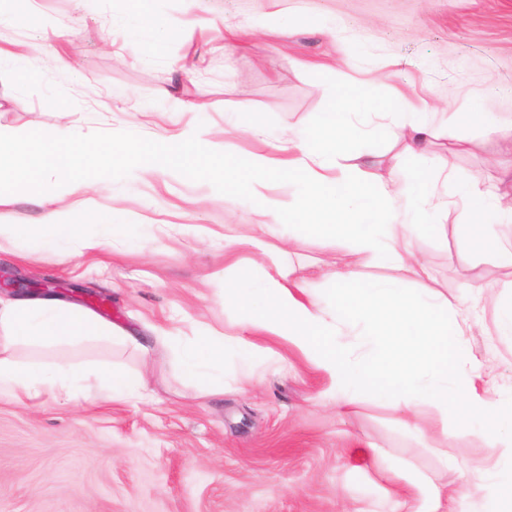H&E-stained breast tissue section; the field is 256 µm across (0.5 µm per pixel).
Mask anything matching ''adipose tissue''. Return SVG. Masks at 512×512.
<instances>
[{"instance_id": "adipose-tissue-1", "label": "adipose tissue", "mask_w": 512, "mask_h": 512, "mask_svg": "<svg viewBox=\"0 0 512 512\" xmlns=\"http://www.w3.org/2000/svg\"><path fill=\"white\" fill-rule=\"evenodd\" d=\"M353 99V93L337 92L316 130L297 132L285 142L268 141L267 152L251 155L234 169L223 154L200 150L193 136L172 149L138 142L104 148L89 157L68 126L36 134L0 127V180L48 205L36 224L0 220V235L41 244L63 261L70 257L64 244L78 243L81 251L90 253L109 245L125 226L120 211L102 213L92 233L86 225L64 221L53 207L61 194L88 186L85 173L91 162L103 176L126 165L144 174L175 167L197 178L233 171L250 203L266 204L275 223L335 238L339 251L330 275L338 285L336 299L324 305L306 280L289 279L286 251L263 240L265 227L260 224L256 235L245 240L260 253V261L247 266L237 260L224 262V301L239 310L231 322L232 333L211 330L183 341L162 331L153 345L170 350L210 394L224 388L226 355L255 357L260 351L255 339L264 336L291 346L322 371L329 380L327 397L345 410H353L370 394L404 417L415 414L417 406L434 407L441 419L453 422L439 430L448 440L484 428L486 464L462 478L455 512H469L490 486L495 489L493 512H512V412H504L501 399L478 385V369L462 352L472 333L463 305L432 289L413 292L401 279L369 280L356 270L363 260L406 270L420 280L432 279L430 267L413 248L427 207L454 216L466 227L473 251H500L492 230L512 219V192L505 190L512 185V163L500 165L496 183L486 187L449 173L404 188L394 170L387 179L369 182L362 163L341 162L353 134ZM429 107L424 96L416 111L389 113L390 135L404 153L424 154L440 141L455 151L469 150L471 141L458 135L459 113H449L446 127L439 130L429 121ZM273 177L294 181V201L265 197L263 181ZM346 331L357 336L358 347L339 343ZM89 340L131 344L145 356L152 347L55 297H0V390L24 406L38 405L46 393L68 401L143 397V380L109 363L60 365L16 356L20 349L75 346Z\"/></svg>"}]
</instances>
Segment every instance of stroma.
Wrapping results in <instances>:
<instances>
[{
  "instance_id": "obj_1",
  "label": "stroma",
  "mask_w": 512,
  "mask_h": 512,
  "mask_svg": "<svg viewBox=\"0 0 512 512\" xmlns=\"http://www.w3.org/2000/svg\"><path fill=\"white\" fill-rule=\"evenodd\" d=\"M144 17L162 33L137 37L126 0H38L0 12V126L37 131L67 124L91 148L104 140L159 141L203 132L229 161L265 152L235 128L228 107L248 102L273 136L318 124L339 87L357 88L362 126L374 128L369 172L399 167L407 181L453 172L490 182L497 146L486 126L512 122V0H143ZM284 32H276L281 20ZM330 61L318 75L304 62ZM431 90L435 128L449 113L471 115L462 128L467 152L434 147L420 156L391 145L378 105L403 93L410 111ZM209 106L196 108L198 97ZM65 219L94 223L118 207L126 227L96 255L58 263L50 250L13 256L0 240V267L96 288L110 303L100 321L148 342V327L183 336L223 329L224 238H238L236 258L252 259L243 238L269 225V243L286 247L292 277L321 292L333 280L320 268L336 242L288 235L268 211L251 206L234 177L161 171L95 180L87 195L58 202ZM415 250L431 267L435 290L466 302L478 326L469 352L484 383L512 396V341L496 335L493 311L503 294V252L512 225L498 230L502 253H474L456 224L424 217ZM156 225L144 236L140 225ZM280 365L257 360L253 372L227 363L222 392L200 396L168 351L141 359L106 342L34 353L47 362L109 361L146 373L151 399L62 404L35 409L0 394V512H392L403 492L384 471L403 466L435 478L445 458L467 473L483 466L486 440L475 432L448 441L416 435L386 402L368 398L353 413L323 399L324 376L280 344Z\"/></svg>"
}]
</instances>
